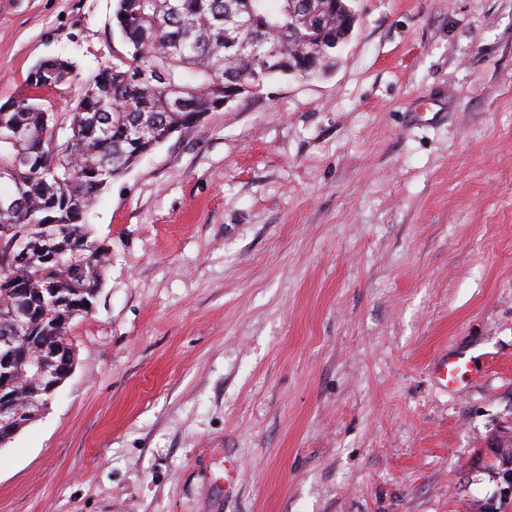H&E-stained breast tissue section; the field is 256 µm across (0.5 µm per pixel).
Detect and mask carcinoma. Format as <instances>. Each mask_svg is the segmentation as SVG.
I'll return each instance as SVG.
<instances>
[{"mask_svg": "<svg viewBox=\"0 0 512 512\" xmlns=\"http://www.w3.org/2000/svg\"><path fill=\"white\" fill-rule=\"evenodd\" d=\"M113 18L125 55L85 80L68 111L35 95L75 79L61 55L38 62L30 92L0 106V167L11 168L0 181V328L15 324L22 335L0 347V398L50 397L27 368L69 341L102 288L110 248L86 215L112 179L225 98L288 75L294 49L333 42L344 24L338 0H115ZM272 48L276 64L261 67ZM24 251L47 260L23 264Z\"/></svg>", "mask_w": 512, "mask_h": 512, "instance_id": "obj_1", "label": "carcinoma"}]
</instances>
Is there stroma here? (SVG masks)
Returning <instances> with one entry per match:
<instances>
[{
    "label": "stroma",
    "instance_id": "obj_1",
    "mask_svg": "<svg viewBox=\"0 0 512 512\" xmlns=\"http://www.w3.org/2000/svg\"><path fill=\"white\" fill-rule=\"evenodd\" d=\"M316 77L113 179L75 367L0 512H512V0H355ZM114 0H0V105L122 58ZM476 358L455 388L444 357ZM75 71V64L69 57L57 55L45 58L35 65L28 76L30 92L56 88L75 80Z\"/></svg>",
    "mask_w": 512,
    "mask_h": 512
}]
</instances>
